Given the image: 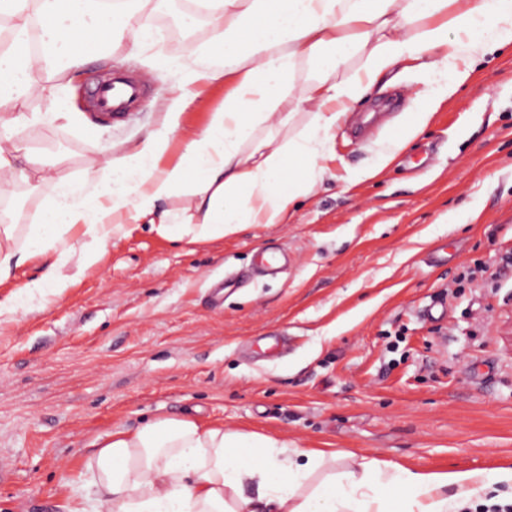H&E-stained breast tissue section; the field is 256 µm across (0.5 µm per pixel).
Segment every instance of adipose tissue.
<instances>
[{
	"mask_svg": "<svg viewBox=\"0 0 512 512\" xmlns=\"http://www.w3.org/2000/svg\"><path fill=\"white\" fill-rule=\"evenodd\" d=\"M159 0L116 15L111 0H0V197L25 184L38 207L30 223L0 212V284L31 260L42 274L0 301V323L21 302L41 309L71 285L63 270L97 267L126 225L152 224L172 241L203 244L251 224H282L320 182L317 159L342 119L399 63L424 61L432 84L415 99L400 138L353 174L376 175L432 107L466 83L475 56L512 47V0H202L206 37L177 63L184 85L229 84L200 130L181 115L187 94L162 100V126L103 158L80 185L28 173L10 130L22 100L44 94L122 32L130 48L152 36ZM304 118L272 147L259 128ZM183 153L162 160L174 137ZM182 199L173 207L172 199ZM85 461L92 500L68 512H456L449 488L471 496L512 488V466L419 473L354 452L288 448L260 434L190 417L156 416L115 428ZM351 462L337 471L339 457ZM255 485L247 495L246 485Z\"/></svg>",
	"mask_w": 512,
	"mask_h": 512,
	"instance_id": "obj_1",
	"label": "adipose tissue"
}]
</instances>
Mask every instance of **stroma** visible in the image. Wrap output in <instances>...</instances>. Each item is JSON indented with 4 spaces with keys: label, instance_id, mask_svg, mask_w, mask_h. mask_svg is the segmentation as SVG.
Listing matches in <instances>:
<instances>
[{
    "label": "stroma",
    "instance_id": "1",
    "mask_svg": "<svg viewBox=\"0 0 512 512\" xmlns=\"http://www.w3.org/2000/svg\"><path fill=\"white\" fill-rule=\"evenodd\" d=\"M183 0L153 15L136 58L105 48L70 85L21 104L40 122L23 151L78 176L159 127L172 63L206 34ZM470 82L376 179H351L430 83L398 66L347 114L315 194L284 224L202 246L136 224L46 309L0 325V512H66L94 440L158 415L223 423L292 448L353 450L416 471L512 461V47L476 57ZM123 71L148 92L124 119L91 120L88 81ZM181 122L204 127L224 85L191 87ZM67 109L70 121H52ZM287 268L256 275L262 252ZM489 275L459 283L477 264ZM287 349L270 358L273 337Z\"/></svg>",
    "mask_w": 512,
    "mask_h": 512
}]
</instances>
